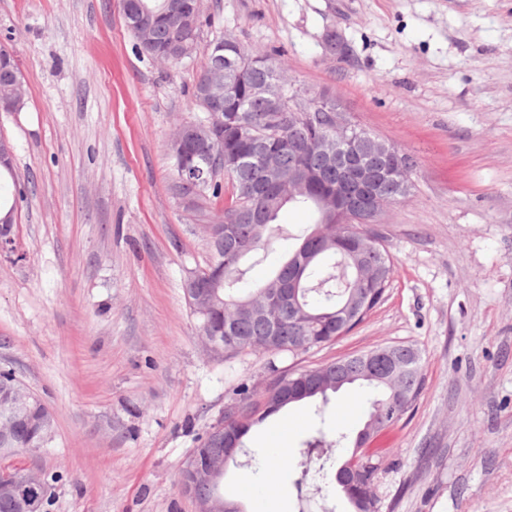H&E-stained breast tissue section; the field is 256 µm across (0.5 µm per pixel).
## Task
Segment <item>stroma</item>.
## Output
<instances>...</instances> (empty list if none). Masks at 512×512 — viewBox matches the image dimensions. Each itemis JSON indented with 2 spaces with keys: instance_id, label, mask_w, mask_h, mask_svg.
Returning <instances> with one entry per match:
<instances>
[{
  "instance_id": "obj_1",
  "label": "stroma",
  "mask_w": 512,
  "mask_h": 512,
  "mask_svg": "<svg viewBox=\"0 0 512 512\" xmlns=\"http://www.w3.org/2000/svg\"><path fill=\"white\" fill-rule=\"evenodd\" d=\"M277 50L286 77L324 93L414 163L413 189L379 218L396 271L336 344L297 355L208 351L184 295L211 251L210 214L172 189L167 141L198 116L206 59H148L119 0H0V47L27 96L0 112L23 196L0 250V368L54 415L46 447L17 455L62 472L52 512H195L178 476L234 388L261 398L269 364L314 368L384 345L417 348L414 409L370 447L380 512H512V0H201L199 45ZM308 214L278 215L244 260L243 294L296 247ZM370 406L292 404L254 427L224 475L244 512H347L343 441L300 471L318 424L355 434ZM281 449L269 487L254 456Z\"/></svg>"
}]
</instances>
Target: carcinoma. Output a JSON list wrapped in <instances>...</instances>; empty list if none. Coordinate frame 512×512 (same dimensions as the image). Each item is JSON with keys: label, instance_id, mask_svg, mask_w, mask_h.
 Listing matches in <instances>:
<instances>
[{"label": "carcinoma", "instance_id": "cac0c4a2", "mask_svg": "<svg viewBox=\"0 0 512 512\" xmlns=\"http://www.w3.org/2000/svg\"><path fill=\"white\" fill-rule=\"evenodd\" d=\"M168 0H120L127 29L140 51L154 59L174 39L171 28L155 19ZM198 27L183 32L185 46L182 57H171L177 63L199 49ZM205 67L194 90V105L209 111L203 86L215 68L230 71L245 68L244 81L235 93L224 99L221 112L224 122L232 123L236 137L224 140L218 150L224 163L213 169L203 165L207 183L197 192L189 187L174 188L187 200L192 211L203 204L224 203L214 211L211 223L231 225L234 243L242 246L212 250L205 266L195 269L200 283L213 290L208 311L196 316L199 335L234 336L236 341L224 342V353L233 355L245 350L264 351L272 355L298 354L330 345L348 335L377 307L384 298L395 265L382 236L369 224H325L320 202L336 203V184L354 187L353 174L336 168L322 144L336 140V129L328 113L317 108L336 107V100L312 94L306 101L296 87L288 85L280 94L286 108H297L295 119L274 130L265 125L267 98L256 93L257 85L277 87L283 80V65L278 55L268 52L248 53L234 40L219 39L204 49ZM21 79L18 67L0 73V102L26 96L24 84L13 86L9 81ZM368 186L377 198L390 204L396 201L399 185L387 178L388 169L402 165L413 168L403 152L381 154L366 142L361 147ZM185 165L172 161L174 179L185 174L184 166L200 163L193 146L184 151ZM302 167L310 174L307 183L288 192L281 179L288 172ZM16 183L15 175L0 169V215L16 208L21 193L5 192L6 184ZM294 204L313 210L317 219L288 260L262 285L247 294L233 292V284L242 275V261L265 249L271 242L273 224L280 210ZM392 351L394 366L386 374L372 369L367 357L383 350ZM359 384L376 393L368 417H382L386 428L400 418L416 401L423 384L421 356L412 346L386 345L370 352L332 361L312 369L280 371L270 368L265 400L249 404L243 420L231 409L252 399L249 386L241 385L236 397L224 408V441L204 439L191 456L206 464L236 462L244 447V438L252 426L281 409L307 399L319 398L328 403L329 395L347 385ZM365 437L358 431L352 439V453L358 457L355 467L343 461L334 478L350 507V512H380L376 489L384 473L382 461L375 454H365L357 444ZM24 493H51L41 483L24 484L18 473L0 477V512H20L16 496Z\"/></svg>", "mask_w": 512, "mask_h": 512}]
</instances>
